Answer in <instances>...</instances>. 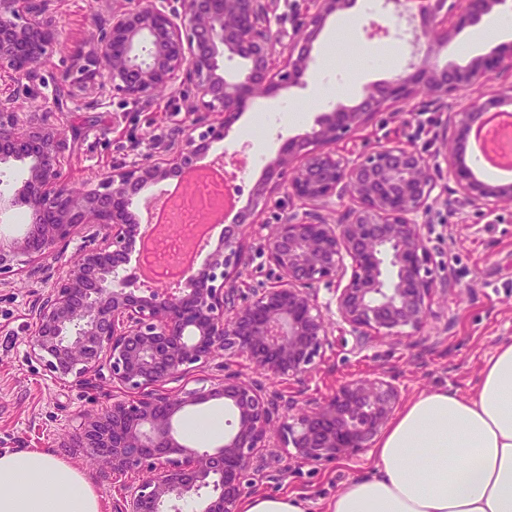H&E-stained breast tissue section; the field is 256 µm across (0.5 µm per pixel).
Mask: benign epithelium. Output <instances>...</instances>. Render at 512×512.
<instances>
[{
    "label": "benign epithelium",
    "mask_w": 512,
    "mask_h": 512,
    "mask_svg": "<svg viewBox=\"0 0 512 512\" xmlns=\"http://www.w3.org/2000/svg\"><path fill=\"white\" fill-rule=\"evenodd\" d=\"M56 0H0V74L19 84L45 63L57 31L48 23ZM275 0H176L159 8L138 0L112 8L95 27V53L82 65V81L101 99L152 102L167 92L186 101L189 120L162 151L112 167L84 192L62 172L65 132L47 119L51 107L30 110L0 90V161H28V175L11 198L0 193V213L21 202L34 220L19 236L0 234V283L54 253L84 231L79 258L67 265L33 307L29 356L53 378L89 381L107 370L112 404L73 416L72 444L112 474L148 473L123 489L113 512H241L250 475L270 447L319 464L355 458L375 446L401 401L384 373L351 379L317 399L300 389L288 397L237 374L204 375L192 387L165 385L202 372L217 354L242 358L262 376L301 384L333 347L331 325L355 336L402 341L422 332L435 288L431 249L419 218L442 189L441 164L457 184L456 205L489 213L512 200V184L491 185L466 164L461 146L486 113L512 105V88L481 93L499 71L512 72V46L475 57L465 66L440 63V49L465 25L495 22L512 0H384L383 21L369 19L368 37L395 30L407 38L411 59L392 79L367 85L355 105L338 104L302 136L283 138L256 185L242 223L199 266L183 288H139L129 256L140 235L137 198L196 167L211 144L252 99L307 87L315 66L312 46L327 19L354 0H307L292 34L273 26ZM239 58L242 80L228 77ZM426 94L446 105L453 130L443 161L416 147L378 142L353 157L336 144L384 112ZM453 102H448V97ZM275 193L310 206L283 214L269 226L264 250L275 281L245 296L237 287L248 248L244 226L259 223ZM349 201L341 217L336 206ZM332 287L321 305L320 284ZM222 399L236 422L214 450L190 448L173 429L189 407Z\"/></svg>",
    "instance_id": "obj_1"
}]
</instances>
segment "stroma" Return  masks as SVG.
Returning <instances> with one entry per match:
<instances>
[{"label": "stroma", "mask_w": 512, "mask_h": 512, "mask_svg": "<svg viewBox=\"0 0 512 512\" xmlns=\"http://www.w3.org/2000/svg\"><path fill=\"white\" fill-rule=\"evenodd\" d=\"M116 4L132 7L136 0H57L52 24L62 37L49 49L45 65L23 84L0 81V89L17 92L27 106L53 103L49 120L67 135L62 170L74 188L96 182L114 165L137 161L161 147L186 118L178 101L167 95L151 104H134L103 101L82 89L79 68L95 52L91 32L108 20ZM340 33L355 49L351 56L334 55L335 65L343 69L356 67L360 60L395 44L394 37L371 38L358 26ZM465 42L472 48L463 55L458 48ZM511 45L512 29L469 25L441 49L440 59L462 66L470 56L490 55ZM325 80V73L317 69L310 74L306 89L251 103L228 128L224 140L212 145L207 157L223 156L238 209L247 208L264 159L276 151V133L304 134L326 112V105L319 102V88ZM438 112L437 102L418 97L404 104L400 113L377 116L340 142L338 149L356 154L378 141H398L432 157L444 155L448 143L437 122ZM441 184L444 200L424 216L422 232L429 237L439 264L436 276L452 279L455 291L434 292L428 323L418 336L401 342L378 339L367 346L354 336H344L339 346L327 350L318 370L306 380L307 394L320 398L350 378L384 371L395 378L406 400L433 388L471 395L477 390L485 358L501 342L512 341V203L500 204L492 213L463 218L448 205L456 197L453 178L442 177ZM287 209V199L274 194L262 216L263 226L247 230L249 248L240 279L244 292L270 284L272 271L259 246L266 225ZM82 243L79 235L59 243L57 258L35 264L20 280L0 286V451L55 453L78 468L98 491L100 512H112L113 497L122 487L137 483L139 474L112 477L99 471L80 449L63 445L69 437V419L110 403L111 384L100 379L89 384L54 379L28 354L30 310L51 287L62 262L77 259ZM373 469L367 454L322 464L285 460L255 475L250 492L296 491L303 497L306 512H324L326 503L352 478L371 475Z\"/></svg>", "instance_id": "1"}]
</instances>
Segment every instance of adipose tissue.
<instances>
[{
	"label": "adipose tissue",
	"mask_w": 512,
	"mask_h": 512,
	"mask_svg": "<svg viewBox=\"0 0 512 512\" xmlns=\"http://www.w3.org/2000/svg\"><path fill=\"white\" fill-rule=\"evenodd\" d=\"M371 477L325 512H512V341L486 358L475 395L407 401L378 437ZM0 512H99L81 471L51 453H0Z\"/></svg>",
	"instance_id": "adipose-tissue-1"
}]
</instances>
